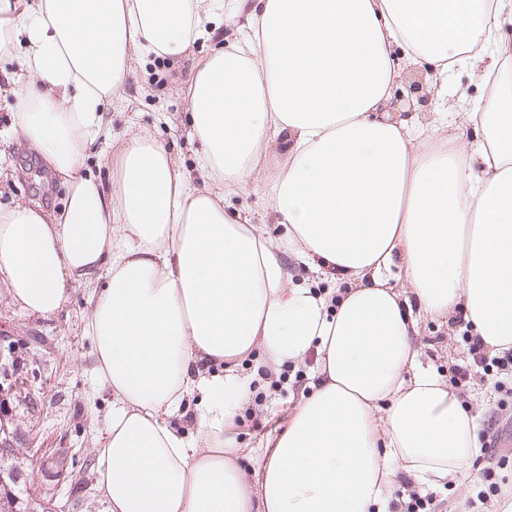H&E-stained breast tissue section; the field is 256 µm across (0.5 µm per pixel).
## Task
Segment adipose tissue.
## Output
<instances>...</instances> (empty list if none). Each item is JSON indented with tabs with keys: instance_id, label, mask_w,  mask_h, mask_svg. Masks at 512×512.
Here are the masks:
<instances>
[{
	"instance_id": "adipose-tissue-1",
	"label": "adipose tissue",
	"mask_w": 512,
	"mask_h": 512,
	"mask_svg": "<svg viewBox=\"0 0 512 512\" xmlns=\"http://www.w3.org/2000/svg\"><path fill=\"white\" fill-rule=\"evenodd\" d=\"M225 23L237 37L186 87L194 170L136 134L105 191L84 161L133 55L181 58ZM2 57L6 134L67 199L0 208V277L43 318L104 279L85 327L112 402L105 512H388L399 473L441 486L479 455L408 302L512 350V0H0ZM414 70L432 116L391 108ZM253 182L281 236L228 204ZM289 261L324 288L289 283ZM257 353L313 359V382L248 472L231 429Z\"/></svg>"
}]
</instances>
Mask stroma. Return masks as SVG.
Segmentation results:
<instances>
[{
  "mask_svg": "<svg viewBox=\"0 0 512 512\" xmlns=\"http://www.w3.org/2000/svg\"><path fill=\"white\" fill-rule=\"evenodd\" d=\"M216 39L195 41L180 59L159 60L151 55L132 64L122 99L105 115L114 144L135 134H149L185 167H193L199 150L188 123L189 104L181 92L190 79L195 59L211 53ZM66 188L25 144L0 142V207L39 200L46 209L62 206ZM100 279L73 285L64 308L50 318L28 314L11 298L0 278V437L15 450L31 498L46 489L55 493L59 512H104L96 490V461L100 439L112 406L95 373L94 343L84 322L89 299ZM463 326L419 317L416 346L424 364L447 376L452 364H467ZM310 362L281 368L283 385H274L266 369L243 365L250 374L249 398L239 412L233 433L238 447L255 449L284 428L301 394L309 390ZM467 409L479 418V442L493 451L478 456L448 485L426 486L399 474L394 487L402 497H430V512H502L512 500V447L502 440L512 432V392L493 380L473 378L461 389ZM74 456L73 476L55 480L40 465L57 453ZM500 464L493 479L495 496L479 504L482 472L489 461Z\"/></svg>",
  "mask_w": 512,
  "mask_h": 512,
  "instance_id": "35a3bbf8",
  "label": "stroma"
}]
</instances>
